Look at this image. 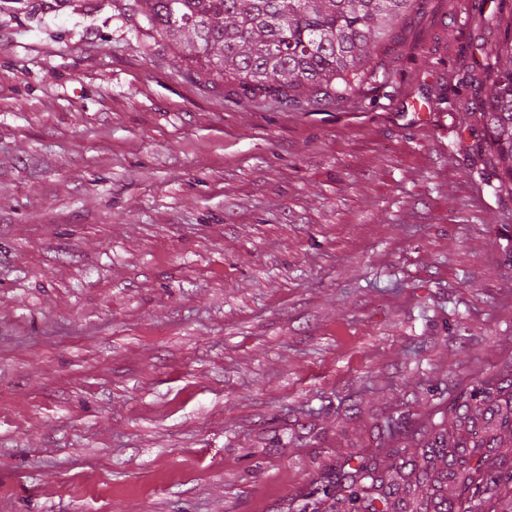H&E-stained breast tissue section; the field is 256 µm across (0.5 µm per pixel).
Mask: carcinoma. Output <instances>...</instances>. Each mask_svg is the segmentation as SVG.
I'll use <instances>...</instances> for the list:
<instances>
[{
    "label": "carcinoma",
    "instance_id": "obj_1",
    "mask_svg": "<svg viewBox=\"0 0 512 512\" xmlns=\"http://www.w3.org/2000/svg\"><path fill=\"white\" fill-rule=\"evenodd\" d=\"M156 33L198 76L235 83L248 99L272 98L292 109L334 97L354 96L349 79L366 69L371 44L391 33L422 0H138ZM499 14L510 19L488 49L493 67L485 72L489 93L478 102L489 162L498 184L512 191V0H498ZM494 391L478 386L463 402V419L488 424L485 402ZM447 475L434 479L432 512H474L475 500L503 481L479 448L451 447L444 430L435 446L424 448L411 468L381 473L365 462L326 479L304 495L297 512H398L394 494L410 488L416 474L440 463Z\"/></svg>",
    "mask_w": 512,
    "mask_h": 512
}]
</instances>
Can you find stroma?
I'll list each match as a JSON object with an SVG mask.
<instances>
[{"label": "stroma", "mask_w": 512, "mask_h": 512, "mask_svg": "<svg viewBox=\"0 0 512 512\" xmlns=\"http://www.w3.org/2000/svg\"><path fill=\"white\" fill-rule=\"evenodd\" d=\"M425 0L361 93L196 76L135 0H0V512H288L512 384L501 27ZM484 51V48H481ZM485 55H492L493 67L485 72L489 93L479 100V120L487 146L489 162L498 185L495 190L512 191V22ZM512 193V192H511Z\"/></svg>", "instance_id": "35a3bbf8"}]
</instances>
